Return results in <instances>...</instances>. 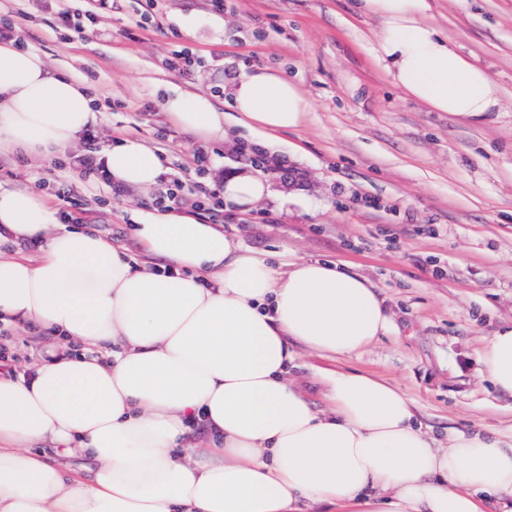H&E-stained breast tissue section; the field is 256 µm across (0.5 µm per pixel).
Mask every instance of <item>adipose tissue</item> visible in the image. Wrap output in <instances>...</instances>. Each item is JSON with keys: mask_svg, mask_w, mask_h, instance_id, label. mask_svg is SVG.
Returning a JSON list of instances; mask_svg holds the SVG:
<instances>
[{"mask_svg": "<svg viewBox=\"0 0 512 512\" xmlns=\"http://www.w3.org/2000/svg\"><path fill=\"white\" fill-rule=\"evenodd\" d=\"M378 21L393 85L436 112L486 121L488 72L429 17L432 0H357ZM231 107L262 133L300 128L308 104L273 69L239 76ZM164 108L221 141L224 114L183 91ZM86 87L39 53L0 40V151L52 160L100 124ZM102 160L116 183L150 189L164 170L125 138ZM136 260L93 229L71 230L42 191L0 190V321L51 346L29 374H0V512H484L512 499V437L426 431L399 385L324 369L329 408L290 377L298 348L341 359L391 329L377 288L318 260L274 264L223 229L147 214ZM486 379L512 395V327L486 337ZM53 448L49 460L39 446ZM87 451L79 476L60 458Z\"/></svg>", "mask_w": 512, "mask_h": 512, "instance_id": "ef3b65f1", "label": "adipose tissue"}]
</instances>
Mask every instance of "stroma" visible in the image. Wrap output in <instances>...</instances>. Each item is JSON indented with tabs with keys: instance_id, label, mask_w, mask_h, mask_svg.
Returning <instances> with one entry per match:
<instances>
[{
	"instance_id": "obj_1",
	"label": "stroma",
	"mask_w": 512,
	"mask_h": 512,
	"mask_svg": "<svg viewBox=\"0 0 512 512\" xmlns=\"http://www.w3.org/2000/svg\"><path fill=\"white\" fill-rule=\"evenodd\" d=\"M77 15L66 25L63 13ZM197 20L195 35L177 24ZM433 23L486 70L500 107L463 123L397 90L374 57V20L356 0H0L21 48L52 73L84 82L104 106L100 125L72 148L98 157L121 137L159 155L165 180L196 181L193 154L221 189L252 169L258 138L229 112L234 136L206 140L170 123L175 90L224 105L242 73L278 69L309 105L306 123L280 134L267 174L271 194L249 210L225 205L217 218L242 247L271 259H319L367 276L386 300L390 332L344 366L397 383L425 429L476 428L512 435V396L481 371L486 336L512 324V0H433ZM0 186L35 188L58 220L90 227L132 255L133 224L157 206L156 192L92 180L72 164L0 153Z\"/></svg>"
}]
</instances>
